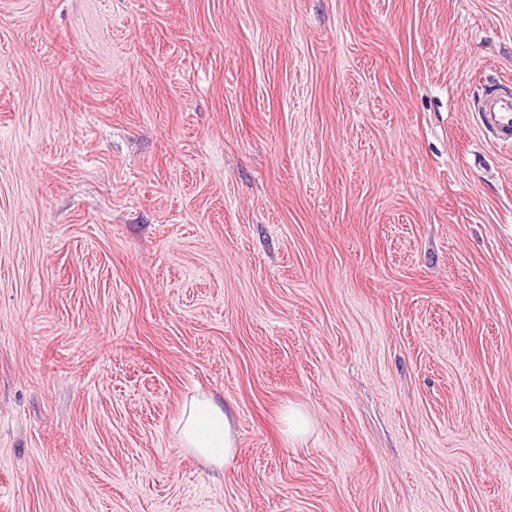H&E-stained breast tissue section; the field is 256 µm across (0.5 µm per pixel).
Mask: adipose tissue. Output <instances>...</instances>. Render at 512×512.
I'll return each mask as SVG.
<instances>
[{"label": "adipose tissue", "mask_w": 512, "mask_h": 512, "mask_svg": "<svg viewBox=\"0 0 512 512\" xmlns=\"http://www.w3.org/2000/svg\"><path fill=\"white\" fill-rule=\"evenodd\" d=\"M179 441L216 471L232 467L237 446L231 414L214 397L202 395L188 402L176 425Z\"/></svg>", "instance_id": "adipose-tissue-1"}]
</instances>
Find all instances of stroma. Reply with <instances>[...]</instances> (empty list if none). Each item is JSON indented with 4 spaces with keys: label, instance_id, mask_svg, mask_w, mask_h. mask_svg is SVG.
<instances>
[{
    "label": "stroma",
    "instance_id": "1",
    "mask_svg": "<svg viewBox=\"0 0 512 512\" xmlns=\"http://www.w3.org/2000/svg\"><path fill=\"white\" fill-rule=\"evenodd\" d=\"M499 79L512 0H0V512H512ZM478 128L490 143L512 146V84L495 82L485 89L476 107ZM176 430L182 448L207 466L219 472L233 466L237 446L231 414L214 397L201 395L188 402ZM284 427L287 438H298L307 433L310 420L300 409L288 407L284 414Z\"/></svg>",
    "mask_w": 512,
    "mask_h": 512
}]
</instances>
